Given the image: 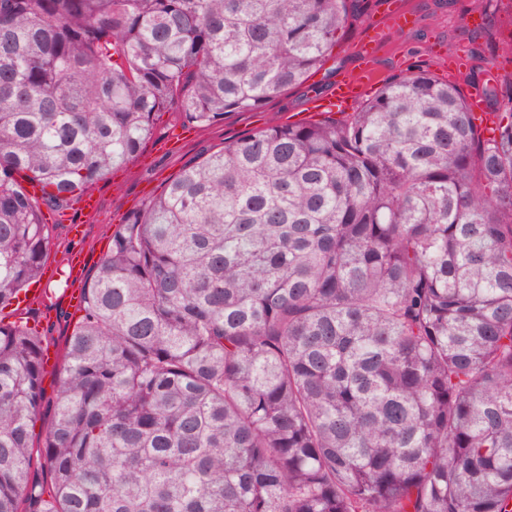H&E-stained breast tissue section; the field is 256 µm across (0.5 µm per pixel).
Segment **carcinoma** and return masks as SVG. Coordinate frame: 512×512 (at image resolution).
Returning a JSON list of instances; mask_svg holds the SVG:
<instances>
[{
    "label": "carcinoma",
    "mask_w": 512,
    "mask_h": 512,
    "mask_svg": "<svg viewBox=\"0 0 512 512\" xmlns=\"http://www.w3.org/2000/svg\"><path fill=\"white\" fill-rule=\"evenodd\" d=\"M346 0H0V512H512V97L425 69L226 142L112 233L31 478L48 345L3 323L155 113L302 86ZM39 183L28 195L18 177Z\"/></svg>",
    "instance_id": "carcinoma-1"
}]
</instances>
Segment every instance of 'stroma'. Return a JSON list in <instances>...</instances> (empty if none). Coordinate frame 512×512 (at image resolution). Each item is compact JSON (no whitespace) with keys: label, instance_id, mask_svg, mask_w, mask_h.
Listing matches in <instances>:
<instances>
[{"label":"stroma","instance_id":"stroma-1","mask_svg":"<svg viewBox=\"0 0 512 512\" xmlns=\"http://www.w3.org/2000/svg\"><path fill=\"white\" fill-rule=\"evenodd\" d=\"M414 10L417 21L413 29L402 31L385 25V37L376 56L375 68L381 79L401 74L402 62L421 66L435 75H443L444 56L449 43L468 47V68L459 76L460 89L471 87L479 70H495L494 65L506 49L505 28L512 24V0H402ZM347 22L341 42L324 68L314 75L306 88L281 93L261 111L233 112L223 123L197 128L194 137L185 141L178 152L164 149L163 142L181 119L172 110L157 113L153 130L138 157L120 168L116 174L95 183L93 192L100 200L97 213L75 212V221L85 224L84 251L87 268H94L109 251L112 232L117 224L135 210L142 209L163 184L195 159L220 149L224 142L264 129L272 123L312 121L309 99L329 90L336 78L358 72L360 63L355 46L369 19L380 11L376 0H348ZM498 88L512 94V68L495 70ZM79 317L60 288H52L48 302L32 304L22 313L27 323L37 325L49 347L64 354L66 338Z\"/></svg>","mask_w":512,"mask_h":512}]
</instances>
